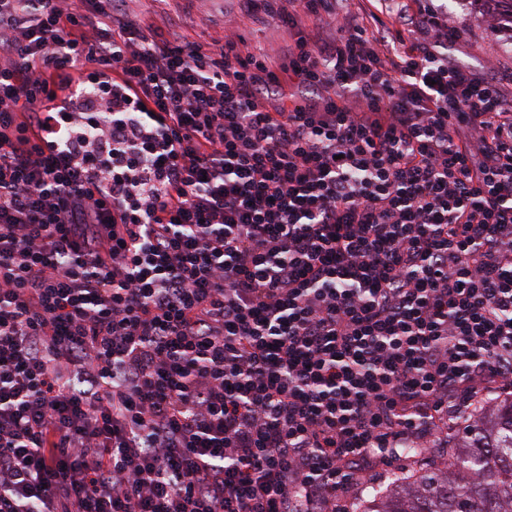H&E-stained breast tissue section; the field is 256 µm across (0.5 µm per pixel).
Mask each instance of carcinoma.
<instances>
[{
  "label": "carcinoma",
  "instance_id": "carcinoma-1",
  "mask_svg": "<svg viewBox=\"0 0 512 512\" xmlns=\"http://www.w3.org/2000/svg\"><path fill=\"white\" fill-rule=\"evenodd\" d=\"M443 466L370 486L360 512H512V393L456 431Z\"/></svg>",
  "mask_w": 512,
  "mask_h": 512
}]
</instances>
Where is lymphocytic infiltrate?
I'll use <instances>...</instances> for the list:
<instances>
[{"instance_id":"obj_1","label":"lymphocytic infiltrate","mask_w":512,"mask_h":512,"mask_svg":"<svg viewBox=\"0 0 512 512\" xmlns=\"http://www.w3.org/2000/svg\"><path fill=\"white\" fill-rule=\"evenodd\" d=\"M124 3L0 0V512H336L512 389V100L440 0ZM126 8L163 32L173 19L187 25L190 40L203 44H224L225 37L242 39L249 48L260 47L284 62L283 48L297 30L288 33L281 19L258 22L248 15L244 0H126Z\"/></svg>"}]
</instances>
